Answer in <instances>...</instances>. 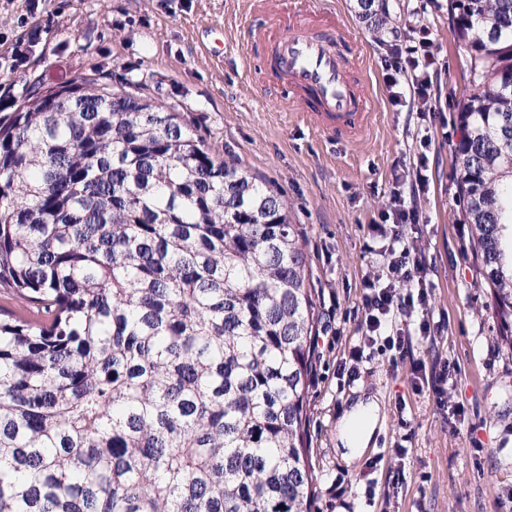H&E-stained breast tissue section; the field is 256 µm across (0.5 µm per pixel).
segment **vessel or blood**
Instances as JSON below:
<instances>
[{
    "label": "vessel or blood",
    "instance_id": "obj_1",
    "mask_svg": "<svg viewBox=\"0 0 512 512\" xmlns=\"http://www.w3.org/2000/svg\"><path fill=\"white\" fill-rule=\"evenodd\" d=\"M287 35L273 47L272 74L285 80L303 116L337 140H356L374 118L372 100L351 64L353 40L334 13L288 17Z\"/></svg>",
    "mask_w": 512,
    "mask_h": 512
}]
</instances>
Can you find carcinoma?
<instances>
[{"instance_id":"cac0c4a2","label":"carcinoma","mask_w":512,"mask_h":512,"mask_svg":"<svg viewBox=\"0 0 512 512\" xmlns=\"http://www.w3.org/2000/svg\"><path fill=\"white\" fill-rule=\"evenodd\" d=\"M452 10L459 199L512 347V0ZM306 239L175 107L26 91L0 115V512H310Z\"/></svg>"}]
</instances>
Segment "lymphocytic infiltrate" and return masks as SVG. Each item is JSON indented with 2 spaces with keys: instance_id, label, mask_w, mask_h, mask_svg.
<instances>
[{
  "instance_id": "lymphocytic-infiltrate-1",
  "label": "lymphocytic infiltrate",
  "mask_w": 512,
  "mask_h": 512,
  "mask_svg": "<svg viewBox=\"0 0 512 512\" xmlns=\"http://www.w3.org/2000/svg\"><path fill=\"white\" fill-rule=\"evenodd\" d=\"M435 58L428 39H420L410 50L393 48L385 61L387 88L393 104H401L407 93L427 96L430 72ZM423 174L414 179L397 176L392 191V204L382 215L376 230L383 237L381 248L388 260L386 276H368L363 280V318L359 324L363 343L354 347L352 359H359L364 348L385 340L400 356L413 353L414 343L430 338L439 323L430 308V288L426 285V262L421 253L412 251L401 231L402 225L413 223L416 213L407 205L406 197L416 194Z\"/></svg>"
}]
</instances>
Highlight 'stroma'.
Segmentation results:
<instances>
[{
    "label": "stroma",
    "mask_w": 512,
    "mask_h": 512,
    "mask_svg": "<svg viewBox=\"0 0 512 512\" xmlns=\"http://www.w3.org/2000/svg\"><path fill=\"white\" fill-rule=\"evenodd\" d=\"M310 2L335 9L359 46L377 114L360 142L327 141L291 95L256 83L250 26L287 17L296 0H0V113L20 105L28 80L48 89L97 73L114 88L138 83L281 193L292 223L307 232L320 312L306 423L310 512H512V348L499 338L457 197V112L471 83L448 0H389L379 40L359 19L357 0ZM423 30L435 57L429 100L392 105L384 59ZM422 155L428 183L414 199L419 221L403 231L427 259L431 306L444 324L414 353L452 365L448 400L463 406L455 417L431 392L415 390L409 364L393 365L384 343L368 350L355 377L342 372L358 341L362 280L387 272L372 225L395 173ZM360 397L377 400L379 425L347 463L336 451L339 423Z\"/></svg>",
    "instance_id": "obj_1"
}]
</instances>
